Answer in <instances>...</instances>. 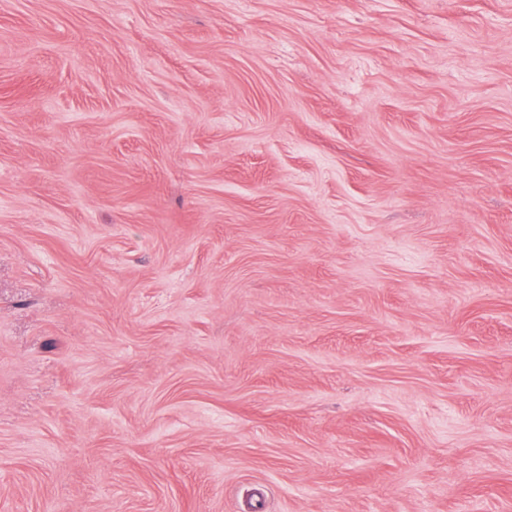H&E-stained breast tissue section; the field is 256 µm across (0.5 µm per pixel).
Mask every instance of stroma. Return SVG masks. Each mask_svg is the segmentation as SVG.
<instances>
[{
	"label": "stroma",
	"instance_id": "1",
	"mask_svg": "<svg viewBox=\"0 0 512 512\" xmlns=\"http://www.w3.org/2000/svg\"><path fill=\"white\" fill-rule=\"evenodd\" d=\"M0 512H512V0H0Z\"/></svg>",
	"mask_w": 512,
	"mask_h": 512
}]
</instances>
